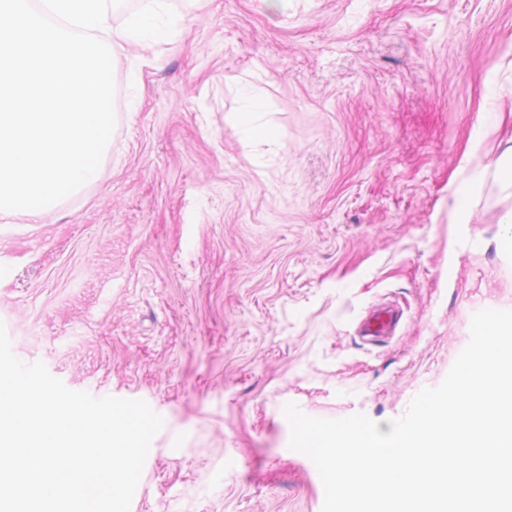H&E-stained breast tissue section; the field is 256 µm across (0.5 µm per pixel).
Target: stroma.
<instances>
[{
  "label": "stroma",
  "mask_w": 512,
  "mask_h": 512,
  "mask_svg": "<svg viewBox=\"0 0 512 512\" xmlns=\"http://www.w3.org/2000/svg\"><path fill=\"white\" fill-rule=\"evenodd\" d=\"M170 3L173 39L119 53L96 178L0 217V322L163 418L130 512H321L285 404L389 432L512 310V0ZM243 84L273 137L241 139ZM382 299L404 324L363 345Z\"/></svg>",
  "instance_id": "stroma-1"
}]
</instances>
